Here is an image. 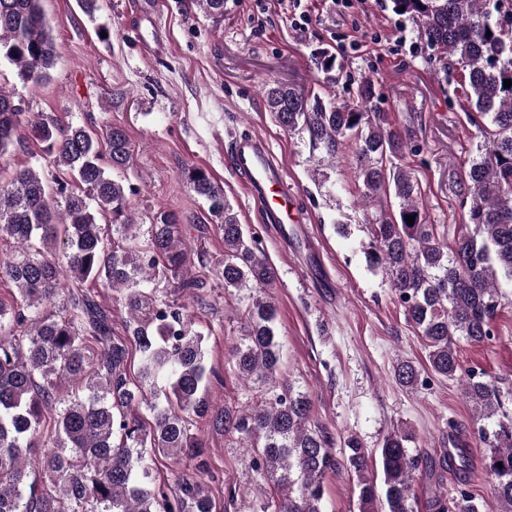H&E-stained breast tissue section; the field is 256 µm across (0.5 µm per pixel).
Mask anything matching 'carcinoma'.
Wrapping results in <instances>:
<instances>
[{
  "mask_svg": "<svg viewBox=\"0 0 512 512\" xmlns=\"http://www.w3.org/2000/svg\"><path fill=\"white\" fill-rule=\"evenodd\" d=\"M392 2L394 12L416 23L428 50L459 66L469 107L493 127L468 160L470 203L452 246L426 223L410 173L392 163L408 141L375 110L372 78L361 79L353 105L284 85L265 88V102L284 128L307 134L324 159L336 160L355 141L363 197L391 190L399 199V218L372 222L367 260L385 270L425 343L431 371L461 378L494 480V504L482 505L459 489L449 500L436 498L433 512H512V414L504 411L496 381L475 369L461 373L456 350L459 336L474 343L494 336L498 281L512 280V87H504L512 80V11L506 0ZM0 57L24 83L49 78L56 51L42 0H0ZM24 121L62 175L49 180L25 166L0 182V236L20 249V258L0 261V279L18 290L12 303L0 301V512H213L203 483L183 474L170 484L156 467L158 459L173 458L206 469L202 441L191 433L200 420L238 434L251 471L277 489L261 512H321L323 478L337 460L332 437L309 427L310 396L291 385L273 386L242 411L213 407L209 385L222 378L207 368L204 336L185 306L150 287L156 271L176 279L178 291L203 287L181 277L189 255L179 238L180 218L160 211L146 248L108 250L100 223L107 215L118 231L137 238V225L125 219V186L109 174L129 161L125 131L109 127L103 147L81 126L27 115L15 92L0 85V159ZM186 175L222 234L224 260L215 276L224 289L269 287L276 271L260 236L238 223L223 188L205 170L189 168ZM89 282L119 290L129 335L113 334L112 317L86 288ZM245 315L243 337L230 351L232 370L247 382L268 380L280 359L277 309L270 297L254 294ZM89 339L99 351L86 347ZM133 350L140 360L135 376L127 368ZM395 378L414 386L419 373L401 361ZM407 441L400 430L383 438L381 496L359 438L343 440L364 512H413L422 461Z\"/></svg>",
  "mask_w": 512,
  "mask_h": 512,
  "instance_id": "obj_1",
  "label": "carcinoma"
}]
</instances>
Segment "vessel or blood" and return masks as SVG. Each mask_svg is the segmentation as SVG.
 Instances as JSON below:
<instances>
[{"instance_id":"1","label":"vessel or blood","mask_w":512,"mask_h":512,"mask_svg":"<svg viewBox=\"0 0 512 512\" xmlns=\"http://www.w3.org/2000/svg\"><path fill=\"white\" fill-rule=\"evenodd\" d=\"M230 157L244 175L250 197L260 207L262 223L285 226L299 223L293 206L295 189L274 165L267 142L257 135H245L232 142Z\"/></svg>"}]
</instances>
